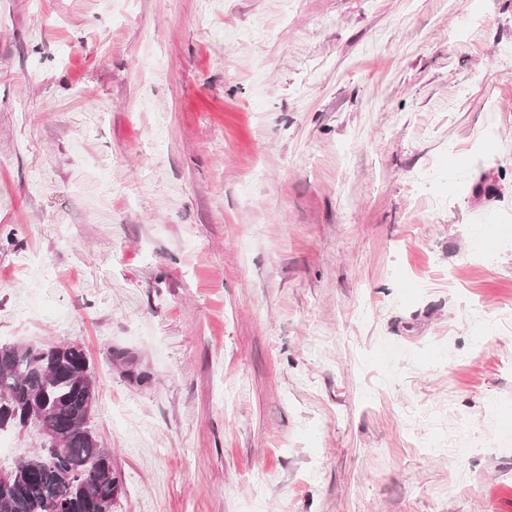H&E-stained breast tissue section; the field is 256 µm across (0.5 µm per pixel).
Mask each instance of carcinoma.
<instances>
[{
	"label": "carcinoma",
	"mask_w": 512,
	"mask_h": 512,
	"mask_svg": "<svg viewBox=\"0 0 512 512\" xmlns=\"http://www.w3.org/2000/svg\"><path fill=\"white\" fill-rule=\"evenodd\" d=\"M95 396L80 346L0 344V433L27 426L38 441L0 480V512H112L119 483L90 426Z\"/></svg>",
	"instance_id": "carcinoma-1"
}]
</instances>
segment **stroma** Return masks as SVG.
Wrapping results in <instances>:
<instances>
[{
    "mask_svg": "<svg viewBox=\"0 0 512 512\" xmlns=\"http://www.w3.org/2000/svg\"><path fill=\"white\" fill-rule=\"evenodd\" d=\"M0 341L113 512H512V0H0Z\"/></svg>",
    "mask_w": 512,
    "mask_h": 512,
    "instance_id": "stroma-1",
    "label": "stroma"
}]
</instances>
